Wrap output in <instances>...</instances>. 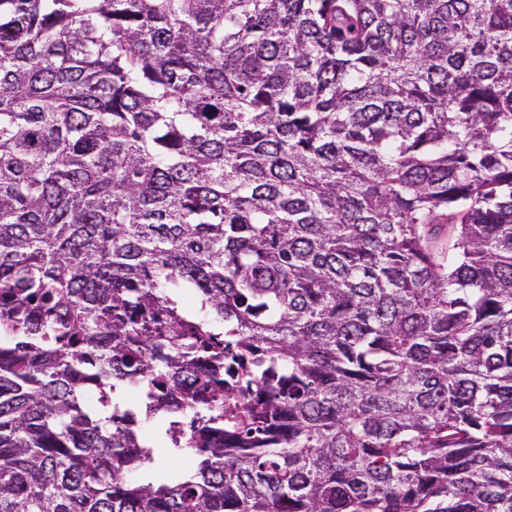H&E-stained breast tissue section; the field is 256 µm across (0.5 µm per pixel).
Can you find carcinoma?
Instances as JSON below:
<instances>
[{"label":"carcinoma","instance_id":"cac0c4a2","mask_svg":"<svg viewBox=\"0 0 512 512\" xmlns=\"http://www.w3.org/2000/svg\"><path fill=\"white\" fill-rule=\"evenodd\" d=\"M0 512H512V0H0Z\"/></svg>","mask_w":512,"mask_h":512}]
</instances>
